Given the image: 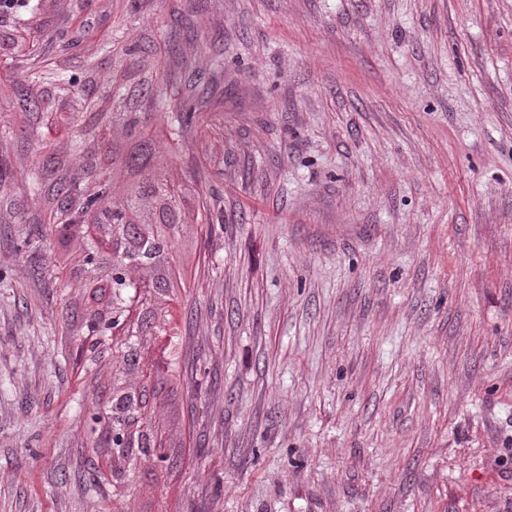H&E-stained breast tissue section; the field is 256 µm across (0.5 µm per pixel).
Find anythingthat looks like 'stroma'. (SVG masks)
Wrapping results in <instances>:
<instances>
[{"mask_svg":"<svg viewBox=\"0 0 512 512\" xmlns=\"http://www.w3.org/2000/svg\"><path fill=\"white\" fill-rule=\"evenodd\" d=\"M224 103L175 307L194 456L153 512H512V0H181ZM0 237V512H117L81 478L84 300ZM208 477L197 481V469Z\"/></svg>","mask_w":512,"mask_h":512,"instance_id":"35a3bbf8","label":"stroma"}]
</instances>
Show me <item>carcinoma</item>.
<instances>
[{"mask_svg":"<svg viewBox=\"0 0 512 512\" xmlns=\"http://www.w3.org/2000/svg\"><path fill=\"white\" fill-rule=\"evenodd\" d=\"M148 8L146 0H120L108 9L97 0H72L69 10L53 11L45 0H0V71L7 70L14 112L0 120V130L35 158L24 183L0 176V223H26L24 200L37 202L34 239L24 241L47 253L37 273L79 279L86 290V302L66 308L63 319L77 341L76 362L95 365L112 356L115 383L95 394L98 403L82 423L86 442L114 460L106 474L88 458L85 473L93 484L108 482L115 500L129 493L123 477L159 486L187 463L186 445L173 431L185 418L189 381L171 308L196 266L188 224L224 226V215L207 201L214 196L212 176L205 189L196 178L167 177L214 108L224 58L185 56L191 26L172 23L157 36L144 24ZM137 25L140 38L126 39ZM94 40L99 49L89 53L86 44ZM114 51L124 56V81H102L99 69ZM60 114L68 131L63 151L51 139ZM89 150L99 158L96 170L49 181L64 152ZM147 202L150 217L142 220ZM76 241L87 250L82 267L68 259ZM131 269L145 277L131 278ZM158 338L160 355L148 363L143 343Z\"/></svg>","mask_w":512,"mask_h":512,"instance_id":"cac0c4a2","label":"carcinoma"}]
</instances>
